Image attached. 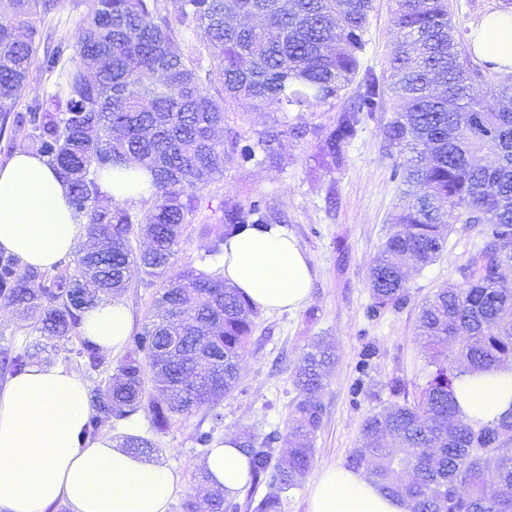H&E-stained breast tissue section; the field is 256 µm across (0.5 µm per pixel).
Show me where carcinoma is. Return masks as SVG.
Listing matches in <instances>:
<instances>
[{
	"mask_svg": "<svg viewBox=\"0 0 512 512\" xmlns=\"http://www.w3.org/2000/svg\"><path fill=\"white\" fill-rule=\"evenodd\" d=\"M53 0H13V16L0 22V118L28 131V147L47 159L71 185L74 216L86 221L98 246L73 256L74 272L25 266L0 253V299L31 319V332L46 339L79 340L76 354L96 371L102 356L81 336L86 310L120 297L129 268L158 277L171 264L185 225L198 207L194 188L206 175L224 173L229 160L216 130L225 105L254 101L277 112H305L337 99L358 82L351 101L336 111L319 137L320 155L336 166L366 121L395 98L385 124L389 146L403 158L395 229L368 268L373 315L399 310L410 300L409 270L441 258L455 223L481 225L483 247L458 268L461 285L437 292L421 309L420 335L428 340L435 372L411 402L394 404L363 420L362 447L346 467L364 470L408 512H512V409L484 424L460 418L453 383L463 369L492 371L512 362V290L499 286L512 265V79L492 83L501 101L491 110L470 94L483 77L451 24L448 0H396L400 41L387 75L360 71L373 0H238V13L256 20L233 26L225 0H88L74 39L59 41L40 67L54 77L53 91L17 110L35 61L36 39ZM207 38L198 39V30ZM99 65L90 79L83 60ZM208 61L209 68L203 67ZM224 94L212 92V75ZM283 131L272 128L239 151L248 162L260 151L279 159ZM492 154L491 164L482 163ZM127 160L154 176L153 204L139 216L101 191V171ZM223 224L209 253L248 226L269 224L256 201H226ZM150 238L151 252L136 251L132 235ZM258 311L215 270L188 266L162 285L153 315L128 337L115 372L91 390L87 434L95 437L112 419L144 411L153 434L178 417L205 410L211 427L196 442L214 441L223 424L224 396L238 385V359L256 326ZM205 343L210 373L190 361ZM39 342L3 351V368L21 372L43 361ZM336 362L334 347L318 342L295 373L296 396L288 418L285 456H276L279 432L258 439L243 432L238 445L248 458L250 483L265 484L254 512H280L282 494L312 465L321 428L320 392ZM124 446L145 457L161 448L150 436L125 435ZM415 470L409 482L400 473ZM211 512L237 509L221 490H207Z\"/></svg>",
	"mask_w": 512,
	"mask_h": 512,
	"instance_id": "carcinoma-1",
	"label": "carcinoma"
}]
</instances>
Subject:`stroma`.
I'll list each match as a JSON object with an SVG mask.
<instances>
[{"label": "stroma", "mask_w": 512, "mask_h": 512, "mask_svg": "<svg viewBox=\"0 0 512 512\" xmlns=\"http://www.w3.org/2000/svg\"><path fill=\"white\" fill-rule=\"evenodd\" d=\"M394 9V0H373L363 65L379 75L398 38ZM86 10L87 0H55L54 9L43 18L38 51L71 39ZM351 95L347 89L340 99L307 112L287 113L289 125L306 127L308 133L302 138L283 137L281 163L272 164L260 156L249 162L235 158L226 163L223 175L201 183L198 208L168 270L174 277L188 265L198 269L215 266L206 249L222 224L221 203L229 198L244 204L260 202L264 209L281 216L284 229L310 260L314 278L309 301L297 310L259 313L251 341L240 357L238 387L220 406L224 415L220 435L248 431L262 437L276 430L281 435L277 451L287 453L285 433L289 404L295 395L294 372L315 342L335 347L336 363L321 392L324 421L314 439L311 471L284 496L281 512H306L314 472L345 464L351 449L360 445L364 417L390 405L393 379L405 382L411 392L426 384L430 368L418 334L421 306L437 290L460 285L459 266L482 245L480 225H454L442 257L412 272L409 304L370 315L367 272L398 211L403 185L394 168L401 157L386 142L388 115L380 112L348 147L342 167L322 162L314 131L330 125ZM276 118V113L262 104L233 102L226 106L223 135H241L243 143L249 144ZM128 279L121 299L131 312L133 331L138 332L148 320L162 283L149 281L135 266ZM368 345L376 347L377 355L363 376L357 363ZM359 380L366 393L355 398L350 389ZM208 425V418L199 411L178 419L157 438L163 463L179 474L183 485L170 512H209L197 488L195 468L205 453L195 441L196 431Z\"/></svg>", "instance_id": "35a3bbf8"}]
</instances>
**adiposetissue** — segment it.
Returning <instances> with one entry per match:
<instances>
[{
  "instance_id": "adipose-tissue-1",
  "label": "adipose tissue",
  "mask_w": 512,
  "mask_h": 512,
  "mask_svg": "<svg viewBox=\"0 0 512 512\" xmlns=\"http://www.w3.org/2000/svg\"><path fill=\"white\" fill-rule=\"evenodd\" d=\"M474 54L512 72V12L482 16L470 34ZM101 190L115 202L152 197L153 174L136 162L102 171ZM70 185L46 159L27 147L0 165V249L21 263L52 268L78 247L84 227L69 203ZM227 283L253 306L295 310L311 293L313 269L297 240L282 228H249L229 238L218 263ZM101 353L122 349L131 317L117 299L88 309L80 328ZM91 387L61 364H35L0 381V512H169L182 490L179 475L163 462L123 448L109 436L88 438ZM454 393L463 417L486 422L512 408V369L462 372ZM228 435L201 459L211 485L236 496L249 481L246 455ZM307 512H407L364 472L342 465L313 478Z\"/></svg>"
}]
</instances>
